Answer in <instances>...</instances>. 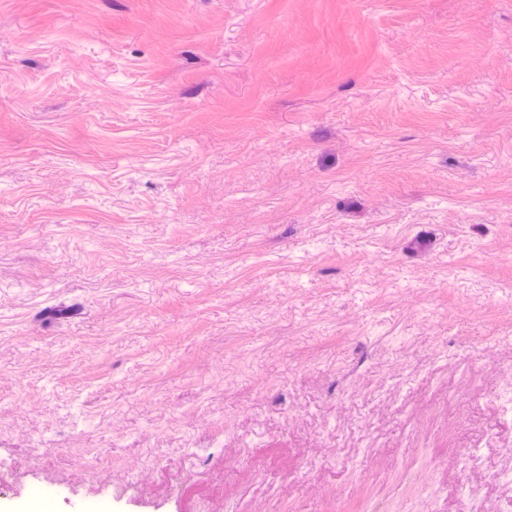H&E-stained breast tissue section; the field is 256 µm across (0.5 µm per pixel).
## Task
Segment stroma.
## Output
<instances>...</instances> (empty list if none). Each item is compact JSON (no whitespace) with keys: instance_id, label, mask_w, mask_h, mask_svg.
<instances>
[{"instance_id":"obj_1","label":"stroma","mask_w":512,"mask_h":512,"mask_svg":"<svg viewBox=\"0 0 512 512\" xmlns=\"http://www.w3.org/2000/svg\"><path fill=\"white\" fill-rule=\"evenodd\" d=\"M511 462L512 0H0V512H504Z\"/></svg>"}]
</instances>
